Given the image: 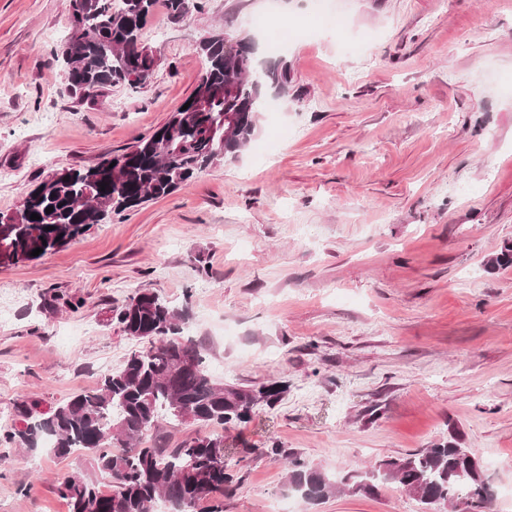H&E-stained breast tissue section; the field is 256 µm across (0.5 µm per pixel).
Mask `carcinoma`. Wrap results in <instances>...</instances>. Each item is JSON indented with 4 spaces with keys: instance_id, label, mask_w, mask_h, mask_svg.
<instances>
[{
    "instance_id": "cac0c4a2",
    "label": "carcinoma",
    "mask_w": 512,
    "mask_h": 512,
    "mask_svg": "<svg viewBox=\"0 0 512 512\" xmlns=\"http://www.w3.org/2000/svg\"><path fill=\"white\" fill-rule=\"evenodd\" d=\"M157 0H66L68 35L60 48L70 92L93 99L107 86L144 84L156 64L141 42V30ZM167 18L178 23L204 0H164ZM195 45L205 70L189 97L157 132L100 163L62 170L43 178L0 226V248L20 260L62 248L94 224H105L151 200L189 185L218 158L233 162L252 141L267 92L288 94V64L259 65L254 39L234 19L210 30ZM69 180H64V177ZM106 186H101V183ZM53 207L51 213L46 208ZM37 213L38 220L30 219ZM189 309L170 305L155 292L140 291L116 313L125 336L139 344L124 365L101 377L96 387L75 393L46 412L33 400L16 403L22 426L0 433L3 448L36 451L50 442L56 457L88 455L95 471L111 479L112 494L82 471L61 475L56 492L69 512H151L163 499L173 512H224V490L234 482L235 450L213 432L251 420L254 407L276 403L287 385L273 382L245 389L215 381L202 349L184 336ZM167 416L196 426L175 448L143 445L148 431ZM267 452L288 459L290 493L319 504L338 486L373 496L394 482L434 512L466 495L474 512H489L493 495L475 455L453 441L376 462L364 472L335 480L293 452L274 445Z\"/></svg>"
}]
</instances>
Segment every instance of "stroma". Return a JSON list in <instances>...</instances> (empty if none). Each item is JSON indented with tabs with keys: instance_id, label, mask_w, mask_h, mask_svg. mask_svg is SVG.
<instances>
[{
	"instance_id": "1",
	"label": "stroma",
	"mask_w": 512,
	"mask_h": 512,
	"mask_svg": "<svg viewBox=\"0 0 512 512\" xmlns=\"http://www.w3.org/2000/svg\"><path fill=\"white\" fill-rule=\"evenodd\" d=\"M291 7L298 32L270 48L263 21ZM247 25L263 63L285 61L233 162L65 247L0 263V418L94 387L135 341L112 319L138 291L189 307L213 379L284 381L275 406L224 428L247 464L224 512H421L398 484L308 504L271 446L337 478L457 436L512 512V0H208L142 39L145 85L70 93L53 52L65 0H0V213L34 184L89 167L163 125L193 92V42ZM86 456L0 447V512H68L56 478Z\"/></svg>"
}]
</instances>
